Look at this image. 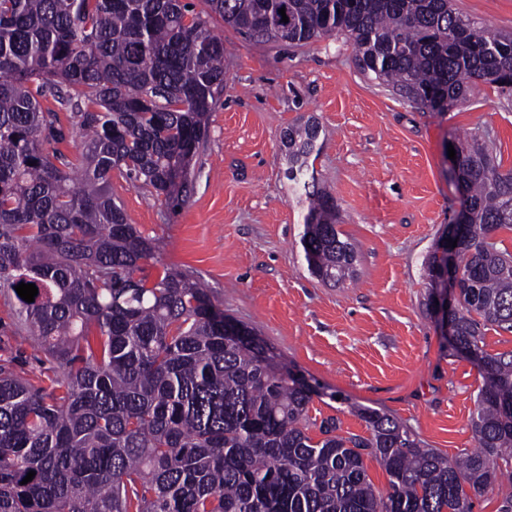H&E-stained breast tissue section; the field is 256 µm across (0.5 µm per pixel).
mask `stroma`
<instances>
[{
	"mask_svg": "<svg viewBox=\"0 0 512 512\" xmlns=\"http://www.w3.org/2000/svg\"><path fill=\"white\" fill-rule=\"evenodd\" d=\"M452 6L512 32V0ZM211 27L224 38V92L191 168V197L175 212L113 174L112 195L128 222L155 239L164 265L198 271L226 316L324 386L310 420L334 416L362 435L365 424L350 408L369 406L442 454L473 448L482 377L452 354L427 308L423 263L460 209L448 142L489 132L502 170L512 169V98L480 82L441 116L363 76L345 37L260 48L220 17ZM311 117L322 128L314 167L340 206V230L360 245L355 282L339 286L308 271L299 244L303 209L284 177L283 133ZM0 359L13 360L24 377L43 368L1 300ZM334 392L345 403L331 400Z\"/></svg>",
	"mask_w": 512,
	"mask_h": 512,
	"instance_id": "stroma-1",
	"label": "stroma"
}]
</instances>
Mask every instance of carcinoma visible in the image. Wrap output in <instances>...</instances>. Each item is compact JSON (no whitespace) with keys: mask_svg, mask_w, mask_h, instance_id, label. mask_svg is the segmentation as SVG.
Masks as SVG:
<instances>
[{"mask_svg":"<svg viewBox=\"0 0 512 512\" xmlns=\"http://www.w3.org/2000/svg\"><path fill=\"white\" fill-rule=\"evenodd\" d=\"M0 0V296L52 365L32 378L0 364V512H473L512 484V170L488 132L454 141L463 230L452 353L483 383L475 448L449 459L395 417L354 408L368 435L308 434L323 387L276 361L251 329L224 335V311L190 270L112 198V171L177 208L224 92V39L209 17L262 45L343 35L360 73L441 115L481 81L512 96V33L449 0ZM288 21H282L279 9ZM51 95L70 112L78 163ZM319 123L288 126L285 176L300 191L312 275L354 279L357 244L320 186ZM38 288L24 301L20 283ZM389 477L381 494L365 458ZM34 471L32 481L22 480ZM483 341V348L490 353L512 350V333L496 326H487Z\"/></svg>","mask_w":512,"mask_h":512,"instance_id":"1","label":"carcinoma"}]
</instances>
